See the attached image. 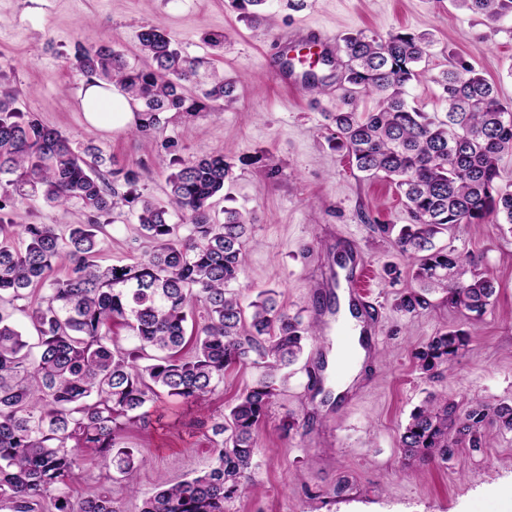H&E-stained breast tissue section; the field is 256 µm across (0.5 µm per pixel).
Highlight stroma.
Returning <instances> with one entry per match:
<instances>
[{"mask_svg": "<svg viewBox=\"0 0 512 512\" xmlns=\"http://www.w3.org/2000/svg\"><path fill=\"white\" fill-rule=\"evenodd\" d=\"M309 2L297 13L276 8L268 29L240 20L229 0H0V91L14 92L18 111L35 114L73 143L95 141L113 168L139 172V193L166 202L170 166L158 162L150 143L132 135L131 123L119 120L109 130L89 126L77 97L83 77L72 61L76 42L103 40L130 63H142L140 27L162 28L184 55L236 87L235 102L223 111L191 119L164 112L160 119L183 159L221 152L234 162L235 178L215 197L214 214L222 215L229 203L259 218L235 287L242 304L272 289L288 314L309 316L316 304L313 283L331 248H360L380 314L381 365L365 367L362 385L347 399L317 404L307 376L321 356L322 340L311 339L286 370L260 430L256 484L230 503V512H491L490 491L512 486V433L496 435L491 447L461 451L440 467L405 465L397 444L401 425L428 394L463 405L476 398L512 403V233L489 218L455 225L435 239L436 245L480 257L498 281L497 301L480 320L465 322L439 294L418 314L397 312L398 293L417 283L413 261L398 250L394 234L378 230L409 221L394 185L363 178L334 149L324 114L339 104V87L320 95L290 89L275 80L272 66L276 40L296 25L331 36L358 30L424 33L432 42L430 73L465 61L512 104V22L491 29L453 0ZM213 34L223 35V47L208 44ZM86 220L82 210L64 213L37 197L17 201L7 217L11 224L62 228ZM109 221L100 261H137L150 243L135 217L122 207ZM388 265L396 267L397 278L385 274ZM460 326L471 334L468 351L435 375L419 370L413 351L438 332ZM158 407L177 411L179 423L127 432L129 446L147 458L138 475L140 497L110 488L91 459L69 483L73 498L108 490L122 512H140L143 497L209 465L208 441L185 426L195 409L174 407L166 397ZM287 415L301 422L299 431L284 433Z\"/></svg>", "mask_w": 512, "mask_h": 512, "instance_id": "35a3bbf8", "label": "stroma"}]
</instances>
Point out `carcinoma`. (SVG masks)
Wrapping results in <instances>:
<instances>
[{
    "label": "carcinoma",
    "mask_w": 512,
    "mask_h": 512,
    "mask_svg": "<svg viewBox=\"0 0 512 512\" xmlns=\"http://www.w3.org/2000/svg\"><path fill=\"white\" fill-rule=\"evenodd\" d=\"M232 2L255 24L273 17L248 8L275 0ZM456 2L494 28L512 19V0ZM338 40L344 93L336 111L326 113L335 147L367 178L394 184L410 218L395 245L415 261L420 290L399 296L394 308L416 314L430 306L429 294L441 292L465 319L481 318L497 299V282L434 239L455 224L489 216L512 232V182H503L500 168L503 153L512 150V105L465 62L428 74L420 67L431 45L425 34L361 30ZM138 41L146 56L138 68L106 42L76 43L73 59L81 74L117 85L134 108L133 132L154 142L157 158L174 166L165 204L137 193L138 173L106 169L93 142L73 145L17 111L12 94L0 93V509L8 512H123L108 491L72 498L68 483L84 462L96 459L106 479L137 492L144 458L127 446V429L161 423L154 407L163 395L206 410L227 370L253 365L260 373L229 412L194 420L210 443L208 468L145 498L140 510L226 512V504L253 486L259 429L282 370L319 335L316 324L283 311L271 289L259 292L245 312L231 286L245 265L257 216L226 207L220 221L211 212V199L233 179V164L219 152L182 160L177 141L162 135L159 113L212 112L211 103L234 100L233 83L215 74L198 95L192 87L199 61L156 27H141ZM422 79L438 87L444 117L409 99V84ZM366 97L376 101L371 110L361 108ZM19 196H39L63 211L78 206L87 222L67 225L64 234L55 224H19L13 233L4 215ZM127 205L151 250L131 264H102L107 216ZM175 214L182 223L172 222ZM59 266L65 275L52 277ZM36 288L45 294L27 312L37 333L31 344L13 316L22 310L17 301ZM198 303L204 321L189 329ZM115 325L130 331L133 347L114 343ZM470 341L467 330L445 331L413 357L422 372L434 374L450 367ZM496 431L512 432V404L476 399L462 408L429 394L401 426L398 447L407 463L439 465L462 448L487 447Z\"/></svg>",
    "instance_id": "cac0c4a2"
}]
</instances>
